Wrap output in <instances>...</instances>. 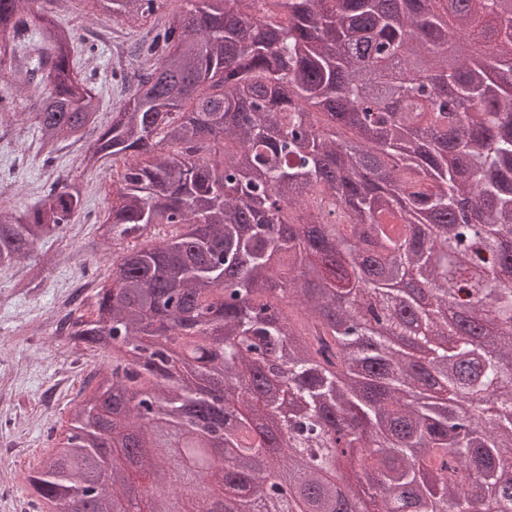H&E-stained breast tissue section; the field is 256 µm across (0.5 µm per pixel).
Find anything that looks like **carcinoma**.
<instances>
[{"label": "carcinoma", "mask_w": 512, "mask_h": 512, "mask_svg": "<svg viewBox=\"0 0 512 512\" xmlns=\"http://www.w3.org/2000/svg\"><path fill=\"white\" fill-rule=\"evenodd\" d=\"M36 0H0V62ZM132 44L137 84L83 159L125 161L103 221L120 246L111 284L57 322L90 375L67 433L30 476L38 505L114 512L132 482L126 445L157 473L208 413L224 443V512H254L262 454L310 504L341 512L323 465L379 484L362 512H512V81H487L481 38L512 55V0H182ZM138 27L161 0H96ZM46 55L35 130L45 162L93 123L99 91L73 62L74 29L38 17ZM458 67H448V32ZM392 62L398 83L381 79ZM456 87L455 106L437 103ZM394 101L390 112L378 107ZM167 143L175 151L163 153ZM58 177L20 214L0 203V270L64 241L84 209ZM165 230L154 244L124 245ZM225 282L231 297L212 298ZM149 403L154 424L140 422ZM275 417L296 441L265 446ZM350 420L357 460L330 453ZM110 479L99 483L105 467ZM193 464L152 512H207Z\"/></svg>", "instance_id": "obj_1"}]
</instances>
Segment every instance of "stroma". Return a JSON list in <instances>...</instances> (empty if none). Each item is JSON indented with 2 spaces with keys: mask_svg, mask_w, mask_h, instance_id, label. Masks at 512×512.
I'll use <instances>...</instances> for the list:
<instances>
[{
  "mask_svg": "<svg viewBox=\"0 0 512 512\" xmlns=\"http://www.w3.org/2000/svg\"><path fill=\"white\" fill-rule=\"evenodd\" d=\"M36 8L76 32L77 64L100 90L101 111L81 142L60 147L52 163H44L31 147L39 109L28 81L40 58L34 31H26L15 60L0 68V78L12 87L7 108L17 117L11 133L0 132V179L15 183L0 203L24 210L65 171L83 182L88 204L65 242L48 241L18 267L0 271V512H35L32 466L51 448L50 431L65 421L82 385L83 362L57 346L53 324L70 310L71 294L112 265L100 227L112 181L85 170L81 155L111 117L112 69L120 53L147 33L99 13L93 0H38Z\"/></svg>",
  "mask_w": 512,
  "mask_h": 512,
  "instance_id": "1",
  "label": "stroma"
}]
</instances>
